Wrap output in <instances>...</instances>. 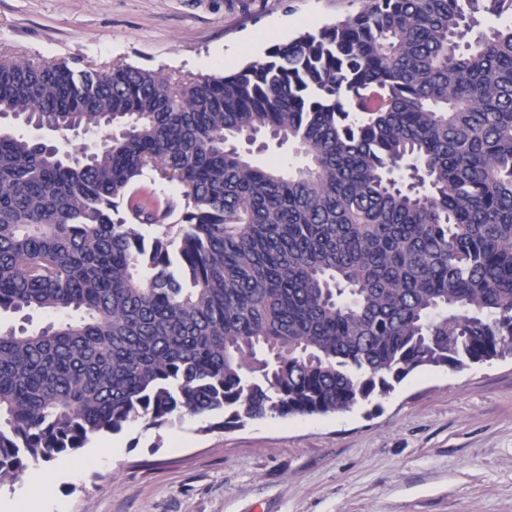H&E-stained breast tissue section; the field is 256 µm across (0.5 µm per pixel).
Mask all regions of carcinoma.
<instances>
[{"label":"carcinoma","mask_w":512,"mask_h":512,"mask_svg":"<svg viewBox=\"0 0 512 512\" xmlns=\"http://www.w3.org/2000/svg\"><path fill=\"white\" fill-rule=\"evenodd\" d=\"M1 116L98 147L0 132V311L53 317L0 332V485L135 422L335 414L512 356V0H365L178 82L0 54ZM267 146L262 149V151L257 152L256 146L255 149V158L258 162L267 164V163H288V162H297L299 161V157H297L291 147L288 145L279 146L276 141L266 140Z\"/></svg>","instance_id":"carcinoma-1"}]
</instances>
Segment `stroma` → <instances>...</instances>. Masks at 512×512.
Instances as JSON below:
<instances>
[{
  "label": "stroma",
  "mask_w": 512,
  "mask_h": 512,
  "mask_svg": "<svg viewBox=\"0 0 512 512\" xmlns=\"http://www.w3.org/2000/svg\"><path fill=\"white\" fill-rule=\"evenodd\" d=\"M361 0H0V52L231 74ZM72 453L53 512H512V357L409 374L325 416L184 417Z\"/></svg>",
  "instance_id": "obj_1"
}]
</instances>
